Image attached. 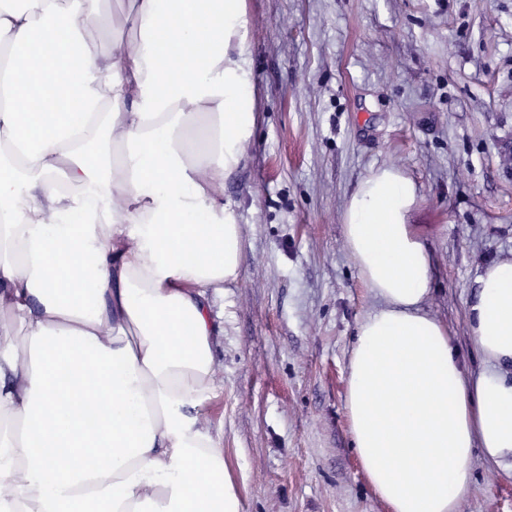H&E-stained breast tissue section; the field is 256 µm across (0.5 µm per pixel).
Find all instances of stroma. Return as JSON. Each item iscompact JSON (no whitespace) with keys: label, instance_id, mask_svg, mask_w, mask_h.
<instances>
[{"label":"stroma","instance_id":"obj_1","mask_svg":"<svg viewBox=\"0 0 512 512\" xmlns=\"http://www.w3.org/2000/svg\"><path fill=\"white\" fill-rule=\"evenodd\" d=\"M257 123L224 194L244 261L224 290V389L201 421L224 432L242 512H387L345 407L371 298L343 241L356 185L384 164L420 190L432 259L424 312L465 365L467 303L512 256V0H247ZM459 512H512V476L472 460Z\"/></svg>","mask_w":512,"mask_h":512}]
</instances>
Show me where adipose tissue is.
<instances>
[{
  "label": "adipose tissue",
  "mask_w": 512,
  "mask_h": 512,
  "mask_svg": "<svg viewBox=\"0 0 512 512\" xmlns=\"http://www.w3.org/2000/svg\"><path fill=\"white\" fill-rule=\"evenodd\" d=\"M133 38L99 52V0H0V42L54 76L35 112L0 68V512H241L222 431L217 303L240 277L243 227L224 195L256 124L245 0H126ZM417 184L374 168L343 239L374 307L357 330L346 409L389 512H458L471 458L512 472V257L476 280L460 361L422 307L431 258ZM69 271L73 288L57 284ZM37 350L21 360L12 328ZM72 466L55 467L58 451Z\"/></svg>",
  "instance_id": "adipose-tissue-1"
}]
</instances>
